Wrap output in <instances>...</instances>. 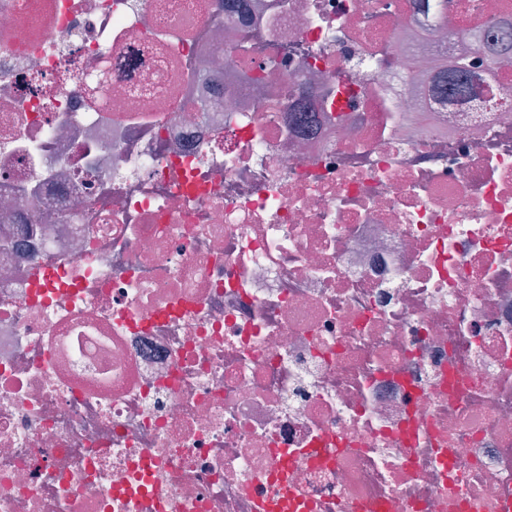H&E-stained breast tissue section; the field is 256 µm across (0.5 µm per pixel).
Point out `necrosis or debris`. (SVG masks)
Returning a JSON list of instances; mask_svg holds the SVG:
<instances>
[{"mask_svg": "<svg viewBox=\"0 0 512 512\" xmlns=\"http://www.w3.org/2000/svg\"><path fill=\"white\" fill-rule=\"evenodd\" d=\"M471 2L0 0V512H512ZM440 66L443 71L439 74L440 80L435 85L436 93L440 97H444L446 100L459 99L472 92L470 73L460 61L451 63L448 68L447 59Z\"/></svg>", "mask_w": 512, "mask_h": 512, "instance_id": "necrosis-or-debris-1", "label": "necrosis or debris"}]
</instances>
